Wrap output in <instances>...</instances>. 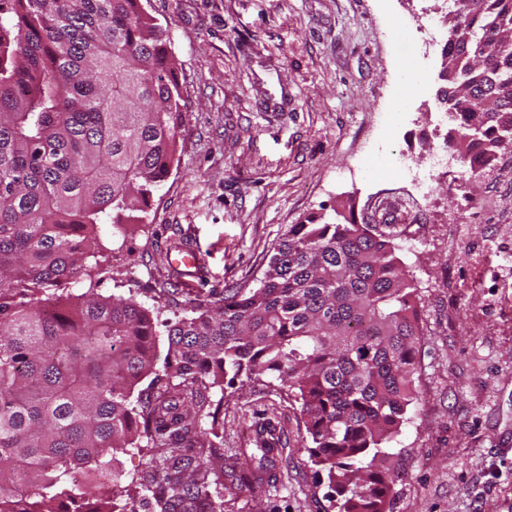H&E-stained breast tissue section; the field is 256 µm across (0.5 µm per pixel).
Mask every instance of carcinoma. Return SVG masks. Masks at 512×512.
I'll use <instances>...</instances> for the list:
<instances>
[{
	"label": "carcinoma",
	"instance_id": "1",
	"mask_svg": "<svg viewBox=\"0 0 512 512\" xmlns=\"http://www.w3.org/2000/svg\"><path fill=\"white\" fill-rule=\"evenodd\" d=\"M441 57L455 99L448 146L475 170L512 142V0H454ZM166 30L142 0H0V512H112L127 492L73 486L146 443L155 512H224L194 415L228 374L295 392L312 462L338 512H386L401 472L388 444L417 400L418 299L396 246L356 218L295 224L260 286L224 289L170 324L165 372L154 318L133 297L53 288L88 272L114 212L143 210L170 174L184 126ZM149 380L141 391L136 388ZM259 461L229 464L237 488Z\"/></svg>",
	"mask_w": 512,
	"mask_h": 512
}]
</instances>
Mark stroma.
<instances>
[{
  "label": "stroma",
  "mask_w": 512,
  "mask_h": 512,
  "mask_svg": "<svg viewBox=\"0 0 512 512\" xmlns=\"http://www.w3.org/2000/svg\"><path fill=\"white\" fill-rule=\"evenodd\" d=\"M167 26L185 125L168 178L143 219L103 226L91 278L101 296H134L159 324L195 300L255 288L291 225L353 210L398 248L419 301L418 399L391 444L404 472L389 512H512V145L476 172L415 195L402 158L421 167L447 130L436 100L441 52L416 54L434 0H143ZM275 69L290 101L264 111L253 82ZM199 253L185 287L167 251ZM224 456L255 453L272 425L275 467L253 489L224 481V512H336L309 459L294 392L238 377L209 393Z\"/></svg>",
  "instance_id": "1"
}]
</instances>
